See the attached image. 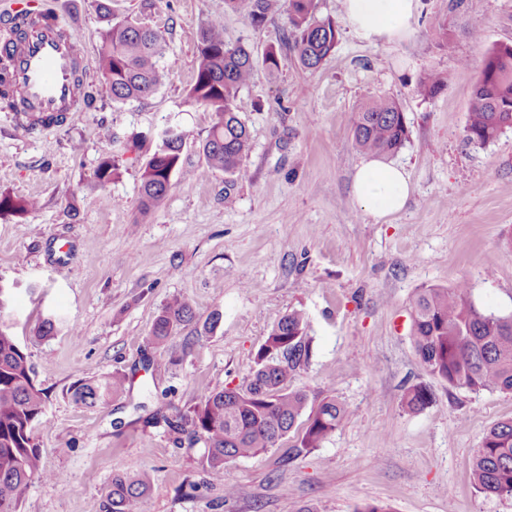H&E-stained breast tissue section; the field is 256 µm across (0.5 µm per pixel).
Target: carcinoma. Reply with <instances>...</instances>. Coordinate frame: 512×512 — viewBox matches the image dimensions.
Listing matches in <instances>:
<instances>
[{"label": "carcinoma", "mask_w": 512, "mask_h": 512, "mask_svg": "<svg viewBox=\"0 0 512 512\" xmlns=\"http://www.w3.org/2000/svg\"><path fill=\"white\" fill-rule=\"evenodd\" d=\"M225 8L243 14L261 26L280 12L288 28L279 47H269L262 65L271 75L279 70L282 50L291 49L304 69L318 67L336 47V22L317 16V0H224ZM98 73L118 101L143 99L166 80L160 66L166 41L151 27L112 23L99 32ZM198 66L189 98L208 107L215 121L201 144L208 164L224 172L228 183L248 177L243 159L250 150L243 120L240 92L252 79V51L243 44L224 42V27L215 19L205 21L197 42ZM450 80L431 71L421 78L417 92L433 96ZM0 111L21 108L9 91L7 71L0 72ZM512 129V45L488 50L472 85L465 140L485 146ZM352 136L358 150L392 155L407 139V127L399 104L378 97L355 113ZM185 135L161 142L141 172L140 205L149 211L167 195L171 176L180 163ZM37 207L34 199L0 195V213L27 212ZM414 346L427 371L453 388L471 391H512V314L485 313L473 303L464 284L452 288H427L412 300ZM192 304L175 298L156 316L147 342L160 347L193 321ZM306 319L292 311L273 326L256 354V369L239 390L211 391L190 415L176 416L173 427L187 431L204 443L206 472L224 485V499L237 495L236 484L226 479V464L259 455L288 437L302 416L306 426L299 447L316 448L348 418L349 410L326 396L309 407L308 395L292 390L288 382L309 359ZM126 377L112 373L84 380L70 389L71 400L87 408L105 404L123 393ZM431 400L421 385L410 388L405 405L424 409ZM46 406L43 390L34 383L27 354L12 334L0 327V512H17V505L35 480L50 481L42 471L39 449L33 442L35 424ZM473 486L487 497H512V420L495 424L486 433L471 466ZM153 482L146 473H117L100 503V512H146Z\"/></svg>", "instance_id": "obj_1"}]
</instances>
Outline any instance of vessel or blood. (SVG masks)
Wrapping results in <instances>:
<instances>
[{
  "label": "vessel or blood",
  "mask_w": 512,
  "mask_h": 512,
  "mask_svg": "<svg viewBox=\"0 0 512 512\" xmlns=\"http://www.w3.org/2000/svg\"><path fill=\"white\" fill-rule=\"evenodd\" d=\"M59 12L27 11L20 0L0 8V66L15 96L41 117L68 118L88 93L90 60Z\"/></svg>",
  "instance_id": "1"
}]
</instances>
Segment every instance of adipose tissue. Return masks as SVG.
I'll return each mask as SVG.
<instances>
[{"instance_id":"obj_1","label":"adipose tissue","mask_w":512,"mask_h":512,"mask_svg":"<svg viewBox=\"0 0 512 512\" xmlns=\"http://www.w3.org/2000/svg\"><path fill=\"white\" fill-rule=\"evenodd\" d=\"M419 0H343L349 28L368 41H395L411 30ZM353 194L366 213L383 219L404 209L410 185L404 169L394 163L368 157L357 166Z\"/></svg>"}]
</instances>
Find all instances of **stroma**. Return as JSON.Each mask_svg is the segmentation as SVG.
I'll return each mask as SVG.
<instances>
[{
	"label": "stroma",
	"instance_id": "1",
	"mask_svg": "<svg viewBox=\"0 0 512 512\" xmlns=\"http://www.w3.org/2000/svg\"><path fill=\"white\" fill-rule=\"evenodd\" d=\"M90 58L105 21L100 0H53ZM114 20L139 19L166 39L167 80L152 95L119 102L90 69V101L60 126L22 128L0 111V194L34 198L37 209L0 213V281L14 285L0 326L27 353L48 397L33 435L52 483L33 482L18 512H99L114 474H150L148 512H512V497H487L470 481L489 429L512 419V393L449 387L421 364L411 341L413 296L465 284L475 304L512 314V129L493 142H466L470 91L488 48L512 43V0H419L412 32L391 43L356 36L342 0H317L338 21L335 49L318 68L294 53L277 76L256 65L241 97L251 149L249 177L228 187L200 146L214 116L192 101L202 23L220 20L227 42L262 54L279 46L287 19L255 27L224 0H111ZM455 32L439 44L438 26ZM479 30L478 38L467 28ZM429 71L451 76L419 95ZM385 96L408 127L390 157L409 175L403 211L378 220L352 195L363 158L353 143L359 106ZM186 134L180 167L161 204L139 205L140 176L160 131ZM116 174L100 185L103 159ZM77 216H70V209ZM189 299L195 319L156 357L145 339L158 310ZM62 319L38 335L46 310ZM304 312L310 356L291 388L311 404L336 397L350 415L317 448L293 452L297 433L255 457L228 463L238 487L207 482L204 444L171 429L213 390L245 385L271 328ZM221 322L203 329L212 313ZM78 327L80 337L70 334ZM125 374V392L95 408L75 405L70 387ZM421 385L422 411L403 402ZM198 482L183 497L187 482Z\"/></svg>",
	"mask_w": 512,
	"mask_h": 512
}]
</instances>
